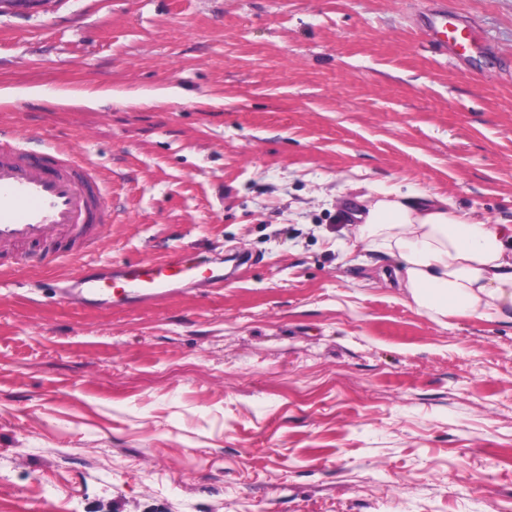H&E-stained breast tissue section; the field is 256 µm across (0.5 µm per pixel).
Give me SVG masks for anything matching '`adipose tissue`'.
Wrapping results in <instances>:
<instances>
[{"label":"adipose tissue","instance_id":"ef3b65f1","mask_svg":"<svg viewBox=\"0 0 512 512\" xmlns=\"http://www.w3.org/2000/svg\"><path fill=\"white\" fill-rule=\"evenodd\" d=\"M356 240L394 259L405 296L428 316L512 322V225L452 210L446 199L393 189L363 197Z\"/></svg>","mask_w":512,"mask_h":512}]
</instances>
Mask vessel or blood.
<instances>
[{
  "mask_svg": "<svg viewBox=\"0 0 512 512\" xmlns=\"http://www.w3.org/2000/svg\"><path fill=\"white\" fill-rule=\"evenodd\" d=\"M427 32L434 44L461 56L477 39L475 30L449 22L441 12L429 15ZM111 221L104 181L80 154L55 149L30 152L18 126L0 125L1 264L74 260L79 247L99 238ZM253 264V256L246 253L234 255L228 269L175 254L162 260L82 264L66 280L88 308L131 309L198 286L224 287Z\"/></svg>",
  "mask_w": 512,
  "mask_h": 512,
  "instance_id": "b4317fda",
  "label": "vessel or blood"
}]
</instances>
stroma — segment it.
Returning a JSON list of instances; mask_svg holds the SVG:
<instances>
[{
    "label": "stroma",
    "mask_w": 512,
    "mask_h": 512,
    "mask_svg": "<svg viewBox=\"0 0 512 512\" xmlns=\"http://www.w3.org/2000/svg\"><path fill=\"white\" fill-rule=\"evenodd\" d=\"M17 119L111 178L86 260L255 263L112 311L1 272L0 512H512V322L431 319L349 228L393 187L512 225V0L6 7ZM426 27L428 36L434 44L457 55L466 56L477 40L475 30L449 22L445 13L430 14Z\"/></svg>",
    "instance_id": "35a3bbf8"
}]
</instances>
